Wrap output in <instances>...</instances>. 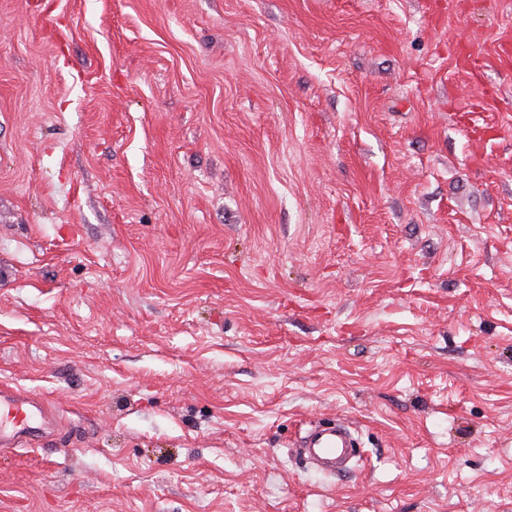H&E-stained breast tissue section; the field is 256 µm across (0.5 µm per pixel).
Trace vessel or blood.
<instances>
[{"mask_svg":"<svg viewBox=\"0 0 512 512\" xmlns=\"http://www.w3.org/2000/svg\"><path fill=\"white\" fill-rule=\"evenodd\" d=\"M53 405L30 392L9 385L0 386V448L25 446L37 429L53 421ZM352 426L344 421L324 430H312L302 437L299 455L314 462L323 472L336 475L344 464L358 459L359 450Z\"/></svg>","mask_w":512,"mask_h":512,"instance_id":"obj_1","label":"vessel or blood"}]
</instances>
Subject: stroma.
<instances>
[{"mask_svg":"<svg viewBox=\"0 0 512 512\" xmlns=\"http://www.w3.org/2000/svg\"><path fill=\"white\" fill-rule=\"evenodd\" d=\"M0 380V512H512V0H0ZM53 405L30 392L0 386V452L26 446L35 429H42L54 417ZM353 430L345 421L324 430H311L301 438L296 452L306 461L314 462L323 472L340 474L344 470L343 464L361 457Z\"/></svg>","mask_w":512,"mask_h":512,"instance_id":"obj_1","label":"stroma"}]
</instances>
